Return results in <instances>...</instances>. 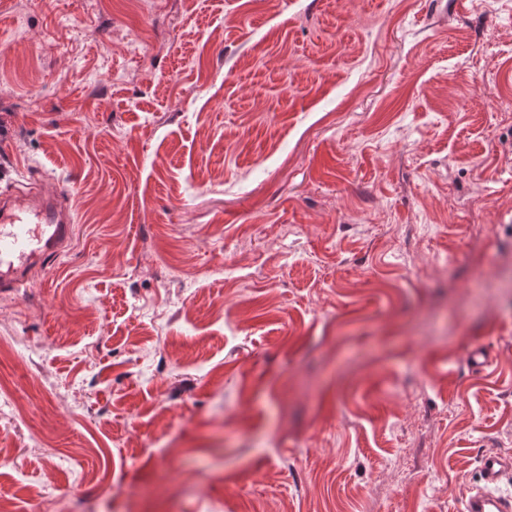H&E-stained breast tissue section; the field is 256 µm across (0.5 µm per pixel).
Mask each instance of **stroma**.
Segmentation results:
<instances>
[{"mask_svg": "<svg viewBox=\"0 0 512 512\" xmlns=\"http://www.w3.org/2000/svg\"><path fill=\"white\" fill-rule=\"evenodd\" d=\"M34 180L11 512H459L512 456V0H0Z\"/></svg>", "mask_w": 512, "mask_h": 512, "instance_id": "35a3bbf8", "label": "stroma"}]
</instances>
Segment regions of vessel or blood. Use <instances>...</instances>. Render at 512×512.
I'll return each instance as SVG.
<instances>
[{
  "instance_id": "1",
  "label": "vessel or blood",
  "mask_w": 512,
  "mask_h": 512,
  "mask_svg": "<svg viewBox=\"0 0 512 512\" xmlns=\"http://www.w3.org/2000/svg\"><path fill=\"white\" fill-rule=\"evenodd\" d=\"M70 195L47 192L40 185L0 196V291L27 283L45 261L74 237ZM512 457L498 453L480 459L482 487L464 502L463 512H512V498L497 494Z\"/></svg>"
}]
</instances>
